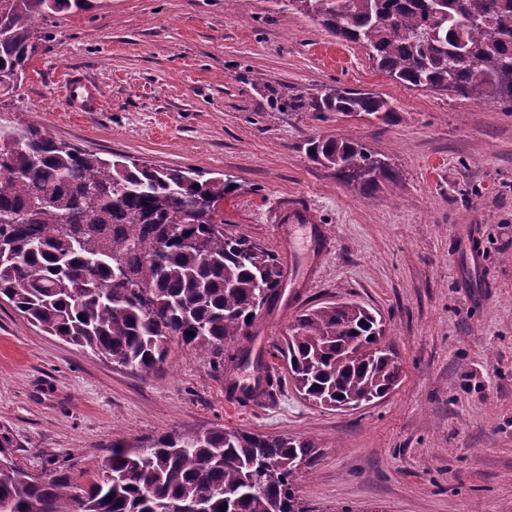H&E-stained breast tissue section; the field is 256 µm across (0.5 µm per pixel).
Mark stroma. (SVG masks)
Here are the masks:
<instances>
[{
    "label": "stroma",
    "mask_w": 512,
    "mask_h": 512,
    "mask_svg": "<svg viewBox=\"0 0 512 512\" xmlns=\"http://www.w3.org/2000/svg\"><path fill=\"white\" fill-rule=\"evenodd\" d=\"M0 118L103 157L123 154L223 179L224 231L292 260L283 296L253 329L266 349L304 308L354 301L379 312L400 380L336 410L283 379L273 403L229 407L224 368L172 344L140 375L31 325L0 300V426L38 473L101 478L112 442L231 426L313 441L296 485L314 512H512V112L410 89L366 49L281 0H94L52 20ZM103 104L70 111L68 75ZM377 93L389 120L296 111L333 86ZM317 136L353 139L390 179L361 193L306 154ZM312 211L327 252L280 222L282 201ZM476 237L480 265L461 249Z\"/></svg>",
    "instance_id": "1"
}]
</instances>
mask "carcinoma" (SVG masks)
Returning a JSON list of instances; mask_svg holds the SVG:
<instances>
[{"instance_id":"1","label":"carcinoma","mask_w":512,"mask_h":512,"mask_svg":"<svg viewBox=\"0 0 512 512\" xmlns=\"http://www.w3.org/2000/svg\"><path fill=\"white\" fill-rule=\"evenodd\" d=\"M338 39L370 50L376 68L417 90L500 103L512 112V0H282ZM93 0H0V96L15 92L47 42V22ZM318 112L389 119L391 102L334 88L307 104ZM306 153L359 192L391 177L388 163L344 137L311 138ZM224 180L146 161L107 160L58 142L46 130L0 125V297L33 325L148 375L169 344L212 363L244 367L258 315L282 295L280 259L224 234ZM383 322L354 302L299 314L270 356L306 399L328 407L370 402L399 381ZM235 344L234 352L226 345ZM278 370L238 401L275 398ZM0 427V512H313L294 491L320 460L316 444L234 427L169 434L129 448L120 440L101 480L75 495L68 472L32 474Z\"/></svg>"}]
</instances>
